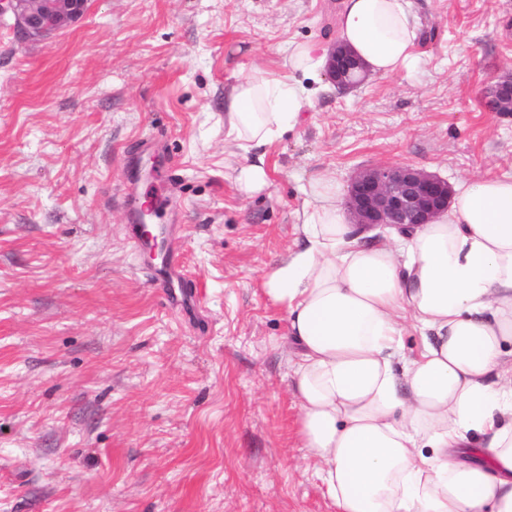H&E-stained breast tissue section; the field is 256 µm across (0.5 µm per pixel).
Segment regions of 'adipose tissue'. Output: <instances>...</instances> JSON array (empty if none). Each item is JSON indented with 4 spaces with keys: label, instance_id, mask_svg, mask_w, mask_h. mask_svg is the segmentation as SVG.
Returning <instances> with one entry per match:
<instances>
[{
    "label": "adipose tissue",
    "instance_id": "adipose-tissue-1",
    "mask_svg": "<svg viewBox=\"0 0 512 512\" xmlns=\"http://www.w3.org/2000/svg\"><path fill=\"white\" fill-rule=\"evenodd\" d=\"M341 40L389 77L416 60L409 0H343ZM254 68L224 94V140L247 151L299 124L301 76ZM302 245L264 277L296 346L302 446L338 512H512V175L457 185L447 211L402 233L348 223L334 182L312 189ZM423 338L414 355L399 337Z\"/></svg>",
    "mask_w": 512,
    "mask_h": 512
}]
</instances>
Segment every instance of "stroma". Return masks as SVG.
<instances>
[{"mask_svg": "<svg viewBox=\"0 0 512 512\" xmlns=\"http://www.w3.org/2000/svg\"><path fill=\"white\" fill-rule=\"evenodd\" d=\"M342 0H89L52 42L0 24V512H337L298 434L294 346L265 273L321 180L376 165L512 173V0H411L419 61L348 92L305 79L301 123L248 197L224 91L336 41ZM175 188L192 310L153 285L125 202ZM484 104L490 112H512V74L497 77L484 92Z\"/></svg>", "mask_w": 512, "mask_h": 512, "instance_id": "obj_1", "label": "stroma"}]
</instances>
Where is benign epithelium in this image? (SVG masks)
<instances>
[{
	"instance_id": "7a95c632",
	"label": "benign epithelium",
	"mask_w": 512,
	"mask_h": 512,
	"mask_svg": "<svg viewBox=\"0 0 512 512\" xmlns=\"http://www.w3.org/2000/svg\"><path fill=\"white\" fill-rule=\"evenodd\" d=\"M87 0H0V17L12 19L18 43L47 41L77 21ZM364 72L361 60L348 47L335 44L326 73L336 88L350 91ZM490 112H512V74L497 77L484 92ZM451 186L438 175L409 165H379L357 172L346 201L351 223L373 228L405 229L429 224L448 209Z\"/></svg>"
}]
</instances>
